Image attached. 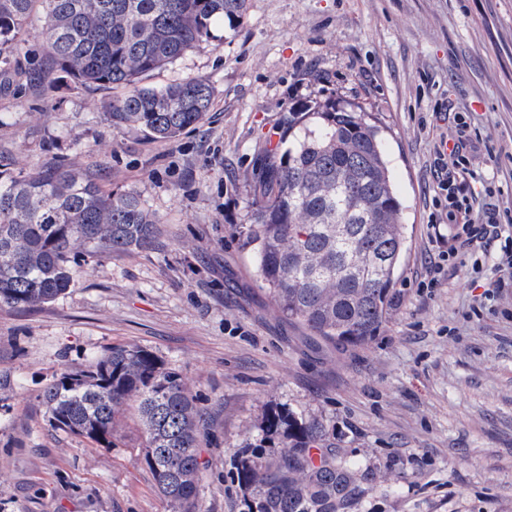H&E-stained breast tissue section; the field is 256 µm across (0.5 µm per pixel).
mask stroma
I'll return each mask as SVG.
<instances>
[{"mask_svg":"<svg viewBox=\"0 0 512 512\" xmlns=\"http://www.w3.org/2000/svg\"><path fill=\"white\" fill-rule=\"evenodd\" d=\"M43 27L33 12L0 65V160L67 164L161 222L147 248L86 257L54 301L0 306V512H172L135 410L110 447L49 423L45 388L115 346L149 350L196 396L200 512H241L234 460L275 409L322 423L358 473L385 477L358 512H512V288L476 315L466 270L419 285L452 230L433 220L449 114L466 121L470 169L503 189L484 209L512 208V0H249L236 29L144 78L214 89L174 141L113 127L119 89L59 71ZM328 99L380 126L404 206L399 300L357 348L309 344L239 235L265 149L290 112Z\"/></svg>","mask_w":512,"mask_h":512,"instance_id":"obj_1","label":"stroma"}]
</instances>
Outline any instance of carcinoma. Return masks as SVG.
<instances>
[{
    "instance_id": "1",
    "label": "carcinoma",
    "mask_w": 512,
    "mask_h": 512,
    "mask_svg": "<svg viewBox=\"0 0 512 512\" xmlns=\"http://www.w3.org/2000/svg\"><path fill=\"white\" fill-rule=\"evenodd\" d=\"M248 0H0V51L36 7L56 67L83 84L124 94L109 106L114 127L174 140L200 125L214 90L185 78L146 87L139 79L173 63L217 25L235 27ZM318 121L288 117L282 141L255 175L244 244L276 312L319 347L368 344L397 299L405 251L402 203L380 133L347 102L317 106ZM158 219L132 193L105 191L63 164L35 173L0 169V305L37 307L66 293L79 257L149 245ZM51 425L110 446L117 417L137 409L144 462L173 512H199V436L204 413L181 378L150 351L114 346L86 369L46 387ZM281 444L278 454L261 448ZM242 512H357L368 492L325 428L293 410L265 415L257 447L241 452Z\"/></svg>"
}]
</instances>
